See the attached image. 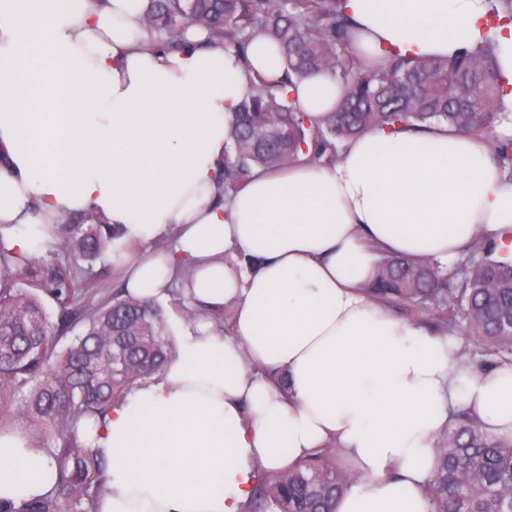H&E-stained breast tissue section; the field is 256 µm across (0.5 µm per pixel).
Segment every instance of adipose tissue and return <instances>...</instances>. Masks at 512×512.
<instances>
[{
	"instance_id": "1",
	"label": "adipose tissue",
	"mask_w": 512,
	"mask_h": 512,
	"mask_svg": "<svg viewBox=\"0 0 512 512\" xmlns=\"http://www.w3.org/2000/svg\"><path fill=\"white\" fill-rule=\"evenodd\" d=\"M150 0H0V288L55 242L57 217L98 214L117 233L123 285L174 286L229 314L180 326L160 374L79 437L110 467L96 512H244L260 475L335 448L359 478L336 512H432L426 486L453 414L512 440V362L464 363L454 335L392 316L366 288L381 254L453 266L475 238L506 244L512 178L479 136L380 128L336 165L299 159L215 195L248 71L280 76L255 38L249 68L189 29L147 49ZM354 53L456 55L486 30L490 0H342ZM342 93L319 74L290 94L321 118ZM189 284H181L183 271ZM50 449L0 428V503L50 493Z\"/></svg>"
}]
</instances>
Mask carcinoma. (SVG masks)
I'll list each match as a JSON object with an SVG mask.
<instances>
[{"mask_svg": "<svg viewBox=\"0 0 512 512\" xmlns=\"http://www.w3.org/2000/svg\"><path fill=\"white\" fill-rule=\"evenodd\" d=\"M147 25L155 48H180L185 31L197 26L242 61L256 35L281 50L284 76L255 75L233 113L220 198L245 184L255 166L283 167L302 155L315 164H334L348 139L373 127L446 124L480 134L512 176V138L496 131L504 85L495 24L476 46L452 58L394 51L373 69L364 68L351 51V24L341 0H150ZM318 70L345 86L338 107L320 122L286 91L292 79ZM61 231L65 247L88 261L104 257L116 238L111 225H87L83 216ZM495 252L496 244L478 240L452 272L434 260L385 256L369 293L381 304L426 307L449 331L480 340L486 366L509 361L512 261L495 258ZM95 288L81 281L74 267L46 257L30 261L14 286L0 291V399L23 394L21 415L35 427L32 440L37 447L53 443L59 468L52 494L16 511L0 504V512H92L90 486L103 481L109 463L79 440L77 423L106 413L156 374L171 352L156 302L116 291L88 307L81 295ZM44 296L58 307L54 321ZM77 328L72 343L59 347ZM115 349L122 354L116 366ZM354 479L340 469L333 449L322 448L302 466L262 478L249 512H334L339 494ZM428 492L435 512H512V442L496 440L468 412H457L438 441Z\"/></svg>", "mask_w": 512, "mask_h": 512, "instance_id": "obj_1", "label": "carcinoma"}]
</instances>
